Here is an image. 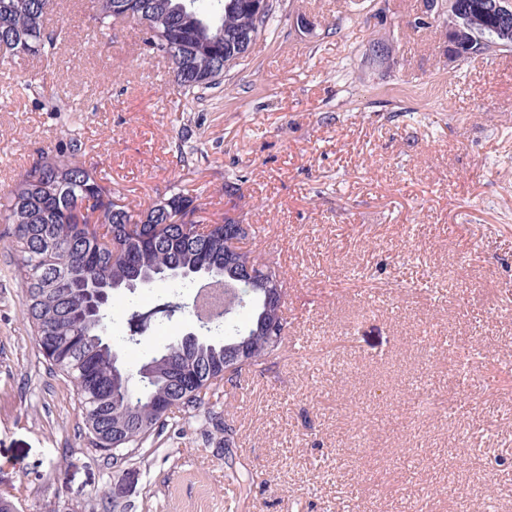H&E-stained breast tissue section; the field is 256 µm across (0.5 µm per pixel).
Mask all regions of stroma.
<instances>
[{"mask_svg":"<svg viewBox=\"0 0 512 512\" xmlns=\"http://www.w3.org/2000/svg\"><path fill=\"white\" fill-rule=\"evenodd\" d=\"M271 2L248 57L186 104L136 23L89 37L91 0H53L56 66H0V197L75 131L132 204L175 185L205 221L233 211L287 280L288 343L225 384L226 430L172 428L116 461L0 249V496L19 512H224L228 495L234 512H512V47L449 58L448 0ZM58 90L71 111H48ZM189 329L155 322L124 365ZM452 351L496 385L449 374Z\"/></svg>","mask_w":512,"mask_h":512,"instance_id":"35a3bbf8","label":"stroma"}]
</instances>
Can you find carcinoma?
Wrapping results in <instances>:
<instances>
[{"instance_id":"carcinoma-1","label":"carcinoma","mask_w":512,"mask_h":512,"mask_svg":"<svg viewBox=\"0 0 512 512\" xmlns=\"http://www.w3.org/2000/svg\"><path fill=\"white\" fill-rule=\"evenodd\" d=\"M49 2L0 0L1 61L20 55L56 59L63 37L60 31H46ZM463 4L467 25L456 33L459 44L475 39L483 53L501 45L496 29L504 22L483 12L482 0ZM92 10L98 24L123 17L140 24L144 45L170 60L174 83L186 98L220 84L224 67H233L224 59L231 58L235 37L246 31L261 36L272 18L269 11L256 15L249 0H93ZM165 201L188 214L200 210L196 199L180 190L145 209L135 208L99 176L97 164L86 158L84 143L73 137L66 147L20 173L0 202V223L10 226L3 246L18 255L14 275L25 291L32 332L53 370L75 383L85 428L98 440L97 449L109 455L117 444L133 458L168 426L188 424L201 412L217 432H224L218 413L204 408L205 395L217 394L246 372L265 369L283 351V342L271 343L266 331L269 321L286 327L282 311L264 310L261 286L242 275L244 267L265 262L245 251L235 265H224L222 224L197 235L185 232L181 224L157 228ZM91 222L106 228L121 252L106 248L98 229L88 227ZM207 265L215 285L224 289V307L199 315L194 302L181 301L174 293L148 310L138 305L124 310L131 331L125 337L128 348L141 344L158 315L168 321L191 316L208 334L224 332L222 338L192 341L186 352L185 361L202 374L201 383L193 387L176 382L179 338L156 352L144 371L133 374L120 366L108 334L114 294L132 295L140 281H161L171 270L185 274L176 284L190 288L197 271ZM85 282L102 289L98 301L78 296ZM244 309L247 318L240 326L235 317ZM242 338L248 340L249 359L226 378L224 357ZM162 404L175 409L164 415Z\"/></svg>"}]
</instances>
